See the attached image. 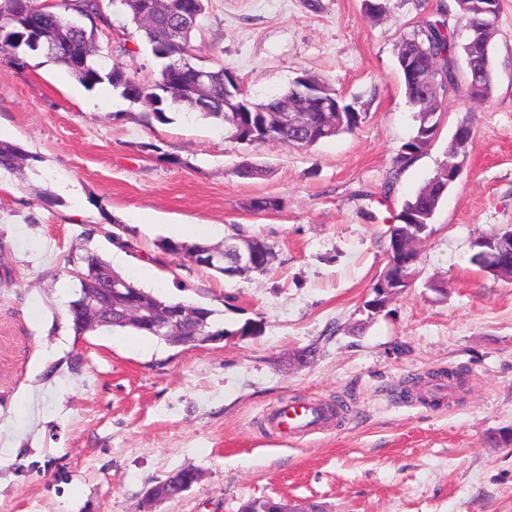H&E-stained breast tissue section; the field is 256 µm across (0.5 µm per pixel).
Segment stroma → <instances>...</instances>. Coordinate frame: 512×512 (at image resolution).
I'll return each mask as SVG.
<instances>
[{
	"label": "stroma",
	"instance_id": "obj_1",
	"mask_svg": "<svg viewBox=\"0 0 512 512\" xmlns=\"http://www.w3.org/2000/svg\"><path fill=\"white\" fill-rule=\"evenodd\" d=\"M439 0H208L192 44L199 64L231 68L257 100L301 72L360 114L353 131L300 150L248 148L211 119L100 98L52 55L0 59V140L29 154L0 172V512H239L251 498L310 501L325 512H512V282L471 263L482 233L512 225V0L493 39L487 100L448 93L435 141L396 158L416 121L402 86V37ZM108 64L142 80L160 63L120 4ZM474 132L467 166L417 245L416 276L371 313L403 201L446 158L456 123ZM245 162L265 167L237 175ZM267 197L276 208L257 211ZM185 224L210 243L264 240L267 271L233 277L162 250ZM167 301L217 310L251 336L196 348L125 331L75 335L65 305L78 282L68 257L111 258ZM311 350L307 363L295 353ZM468 370L452 404L411 396L429 372ZM341 400L324 431L272 433L289 397ZM180 497L146 491L184 467Z\"/></svg>",
	"mask_w": 512,
	"mask_h": 512
}]
</instances>
